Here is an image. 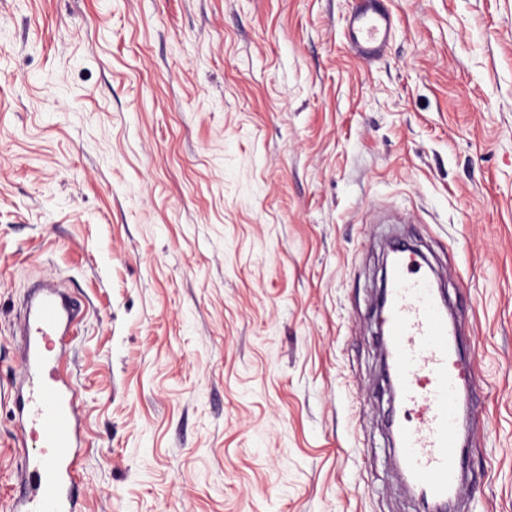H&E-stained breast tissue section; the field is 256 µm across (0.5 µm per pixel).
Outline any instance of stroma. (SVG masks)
<instances>
[{
    "mask_svg": "<svg viewBox=\"0 0 512 512\" xmlns=\"http://www.w3.org/2000/svg\"><path fill=\"white\" fill-rule=\"evenodd\" d=\"M0 0V502L27 285L78 301L84 512H417L375 304L427 254L512 512V0ZM394 17L380 0H360L349 15L346 40L363 61L379 60L394 31Z\"/></svg>",
    "mask_w": 512,
    "mask_h": 512,
    "instance_id": "1",
    "label": "stroma"
}]
</instances>
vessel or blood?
<instances>
[{
    "label": "vessel or blood",
    "mask_w": 512,
    "mask_h": 512,
    "mask_svg": "<svg viewBox=\"0 0 512 512\" xmlns=\"http://www.w3.org/2000/svg\"><path fill=\"white\" fill-rule=\"evenodd\" d=\"M394 17L381 0H359L346 40L363 61L379 60L393 35ZM383 290L381 346L386 383L406 418H391L398 466L406 486L437 504L459 506L467 476L462 458L477 404L473 356L448 324L445 297L407 247H394ZM79 308L53 284L36 287L20 313L24 344L13 381L20 443L19 490L10 512H76L79 448L78 390L64 371L66 333Z\"/></svg>",
    "instance_id": "b4317fda"
}]
</instances>
